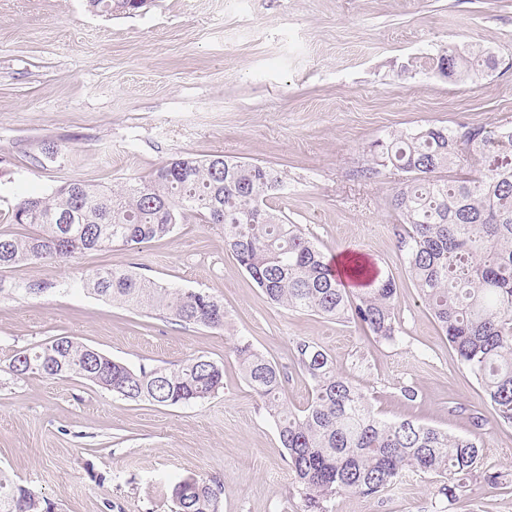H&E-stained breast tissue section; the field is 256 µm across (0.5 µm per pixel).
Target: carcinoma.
Returning a JSON list of instances; mask_svg holds the SVG:
<instances>
[{"label":"carcinoma","instance_id":"1","mask_svg":"<svg viewBox=\"0 0 512 512\" xmlns=\"http://www.w3.org/2000/svg\"><path fill=\"white\" fill-rule=\"evenodd\" d=\"M129 0H86L91 11L114 15ZM453 74L474 60L449 53ZM491 65V60H486ZM480 156L474 174L456 173L464 155ZM382 166L410 178L391 197L404 224L399 248L421 299L461 363L481 385L484 399L512 423V127H471L452 133L424 127L373 145ZM283 186L282 175L222 155L183 156L159 166L150 178L103 189L67 181L48 195L28 196L12 211L26 236L0 234V269L28 261L57 264L77 253L138 246L171 234L194 216L224 226V245L272 303L338 321L353 322L378 342L399 339L398 287L394 278L370 275L354 263L355 290L321 249L279 211L264 204ZM93 293L131 308L161 310L174 321L222 329L224 303L207 292L172 288L132 269L104 268L84 277ZM240 371L263 400L288 454L303 512H330L337 494L374 495L407 471L427 478L448 501L459 499L468 479L498 488L512 483L503 472L478 468L481 424L452 436L412 419L379 417L367 395L336 371L321 346L300 339L294 357L312 386L299 412L288 409L277 364L247 341L235 347ZM18 378H78L129 401L162 405L202 403L224 388V365L197 355L175 367L133 369L69 336L18 350L5 365ZM185 495L172 491L175 512H219L224 484L193 480ZM0 512H51L50 503L0 474Z\"/></svg>","mask_w":512,"mask_h":512}]
</instances>
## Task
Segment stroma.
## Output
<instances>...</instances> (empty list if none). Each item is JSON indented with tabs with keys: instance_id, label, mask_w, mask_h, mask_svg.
<instances>
[{
	"instance_id": "stroma-1",
	"label": "stroma",
	"mask_w": 512,
	"mask_h": 512,
	"mask_svg": "<svg viewBox=\"0 0 512 512\" xmlns=\"http://www.w3.org/2000/svg\"><path fill=\"white\" fill-rule=\"evenodd\" d=\"M479 51L493 67L444 76L440 54ZM512 126V0H150L102 17L85 0H0V233L22 235L15 204L81 180L112 189L180 154H221L280 171L268 198L327 257L355 250L398 285L401 339L269 302L224 247V229L188 217L138 250L87 251L0 271V473L53 512H172L188 479L224 484L221 512H302L287 454L239 370L246 339L286 374L290 409L311 386L291 350L325 348L387 420L455 436L483 420L482 466L512 471V423L483 399L401 258L390 197L403 172L371 145L422 127ZM139 267L224 303L228 323L184 325L84 289L86 273ZM50 282L40 295L21 285ZM70 336L132 368L198 354L224 388L193 405L123 400L79 379L4 372L17 350ZM418 398L407 403L402 386ZM331 512H512V487L467 481L448 502L413 472L385 491L337 494Z\"/></svg>"
}]
</instances>
